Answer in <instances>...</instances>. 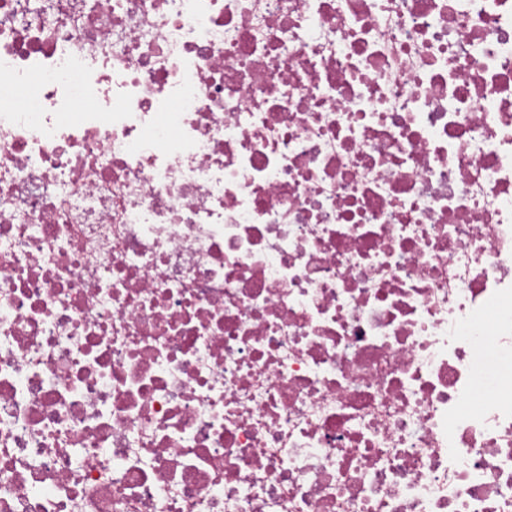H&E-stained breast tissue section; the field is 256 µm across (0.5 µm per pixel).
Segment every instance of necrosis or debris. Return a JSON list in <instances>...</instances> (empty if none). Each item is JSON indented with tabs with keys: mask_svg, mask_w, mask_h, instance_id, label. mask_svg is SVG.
Instances as JSON below:
<instances>
[{
	"mask_svg": "<svg viewBox=\"0 0 512 512\" xmlns=\"http://www.w3.org/2000/svg\"><path fill=\"white\" fill-rule=\"evenodd\" d=\"M512 0H0V512H512Z\"/></svg>",
	"mask_w": 512,
	"mask_h": 512,
	"instance_id": "4bbe7bcc",
	"label": "necrosis or debris"
}]
</instances>
